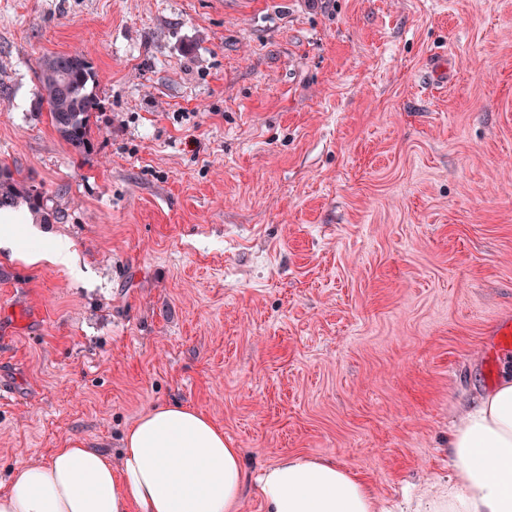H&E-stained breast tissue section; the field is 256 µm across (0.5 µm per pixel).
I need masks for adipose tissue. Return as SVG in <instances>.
I'll list each match as a JSON object with an SVG mask.
<instances>
[{
    "label": "adipose tissue",
    "instance_id": "obj_1",
    "mask_svg": "<svg viewBox=\"0 0 512 512\" xmlns=\"http://www.w3.org/2000/svg\"><path fill=\"white\" fill-rule=\"evenodd\" d=\"M448 448L454 478L427 512H512V363L466 408ZM266 512H377L372 486L335 461L289 454L253 476L209 417L178 404L150 409L117 454L77 441L50 463L0 482V512H237L250 483Z\"/></svg>",
    "mask_w": 512,
    "mask_h": 512
}]
</instances>
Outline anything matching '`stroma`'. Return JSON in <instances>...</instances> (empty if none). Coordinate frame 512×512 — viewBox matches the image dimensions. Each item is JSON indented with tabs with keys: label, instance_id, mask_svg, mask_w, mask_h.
Instances as JSON below:
<instances>
[{
	"label": "stroma",
	"instance_id": "obj_1",
	"mask_svg": "<svg viewBox=\"0 0 512 512\" xmlns=\"http://www.w3.org/2000/svg\"><path fill=\"white\" fill-rule=\"evenodd\" d=\"M57 52L97 75L86 156L40 100ZM1 164L72 256L0 249L1 480L178 402L384 512L447 483L512 322V0H0Z\"/></svg>",
	"mask_w": 512,
	"mask_h": 512
}]
</instances>
